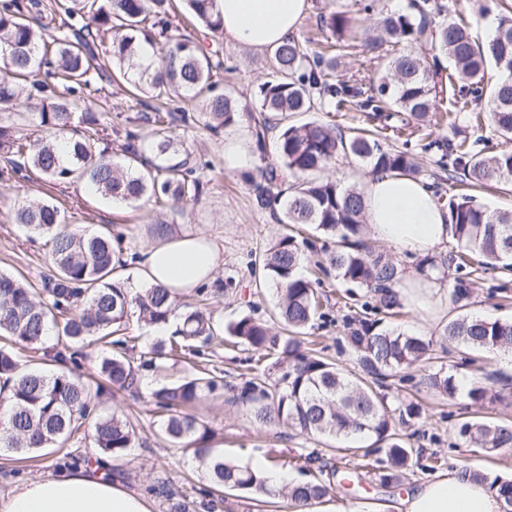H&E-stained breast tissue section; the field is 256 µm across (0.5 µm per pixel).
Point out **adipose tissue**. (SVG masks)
I'll return each instance as SVG.
<instances>
[{"label":"adipose tissue","instance_id":"obj_1","mask_svg":"<svg viewBox=\"0 0 512 512\" xmlns=\"http://www.w3.org/2000/svg\"><path fill=\"white\" fill-rule=\"evenodd\" d=\"M308 7V0H215L225 41L246 48H276L291 37ZM363 195L372 236L399 256L424 257L446 246L448 211L424 181L379 171ZM221 261L215 242L184 234L144 252L139 284L182 296L212 277ZM111 467L104 459L14 486L0 493V512H151L144 498L115 481ZM327 512H500V503L488 485L454 470L418 482L378 508L336 504Z\"/></svg>","mask_w":512,"mask_h":512}]
</instances>
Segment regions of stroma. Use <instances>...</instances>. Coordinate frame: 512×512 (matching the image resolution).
Returning <instances> with one entry per match:
<instances>
[{"label": "stroma", "mask_w": 512, "mask_h": 512, "mask_svg": "<svg viewBox=\"0 0 512 512\" xmlns=\"http://www.w3.org/2000/svg\"><path fill=\"white\" fill-rule=\"evenodd\" d=\"M273 53L268 49H248L221 43L220 60L228 71L223 74L221 90L236 100L241 112L234 131H248L246 115L256 105V91L260 84L272 79ZM177 138L194 153L202 156L208 166L202 172L206 189L199 201L183 204L181 214L171 210L155 209L143 202L128 206L103 200L82 184L63 187L27 181H1L0 199L12 201L19 196H52L59 201L78 202L74 223L82 229L97 232L111 227L125 237L122 259L123 278L136 281L138 267L133 257L141 256L153 244L149 232L151 223H175L177 233H196L216 242L224 260L213 277L203 285L209 310L218 321L230 322L244 315L269 319L275 299L271 290L260 287L251 271L256 252L266 248L276 237L280 226L270 211L258 206L254 184L260 172L276 164V132L266 136L264 152L254 153L249 166L228 168L224 163V137L207 130L203 123L175 130ZM49 253L44 239L32 238L15 224L9 212H0V270L11 272L31 284H39L47 273ZM235 286L225 289L226 279ZM501 277L486 274L477 278L472 288L470 311L487 318L512 319V298L504 299L499 289ZM322 291L328 297L327 317L315 321L314 331L321 338L326 355L345 369L355 367L345 337L348 333L347 316L351 308L365 302L364 291L347 295L346 288L335 275L324 278ZM198 366L222 370L225 383L240 385L248 376L251 364L243 348H233L220 342L202 350ZM502 399L479 408L466 399L448 401L433 393L416 394L422 414L410 427L413 447L424 455L437 454L445 458L447 469L454 470L460 460H469L472 466L487 470L490 475L512 477V449L485 452L479 448L458 445L454 425L463 416H489L512 419V372L499 370L495 385ZM96 411L106 415L118 413L133 416L138 431L135 448L127 455L113 459L112 473L117 482L145 498L151 512H166L165 490L172 489L189 495L198 504V512L208 511L203 491L208 479L194 459L164 439L158 429V418L150 404L133 400L123 391L106 392L96 400ZM198 414L211 427L212 447L223 451L226 459L250 465L264 459L268 449L280 452L278 469L287 472L290 480H300L294 458L315 448V440L298 435L286 426L260 427L249 423L237 407L225 404L222 395L207 396L198 405ZM94 424L86 422L65 449L48 457L25 459L14 453H0V492L9 491L15 484L46 475L49 467L75 469L97 456Z\"/></svg>", "instance_id": "obj_1"}]
</instances>
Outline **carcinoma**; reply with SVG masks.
I'll list each match as a JSON object with an SVG mask.
<instances>
[{
    "instance_id": "1",
    "label": "carcinoma",
    "mask_w": 512,
    "mask_h": 512,
    "mask_svg": "<svg viewBox=\"0 0 512 512\" xmlns=\"http://www.w3.org/2000/svg\"><path fill=\"white\" fill-rule=\"evenodd\" d=\"M191 13L214 35L224 36L223 20L214 0H186ZM357 11L333 3L320 16V26L339 42L360 36V14H370L376 0H355ZM493 37L475 39L469 27L448 17L443 0H411L410 11L385 13L379 33L368 44L375 51L385 43L394 46L377 56L375 93L363 95L346 81L334 82L335 55L331 46L311 50L290 37L274 51L277 77L257 90V105L248 114L254 125V142L262 148L265 134L275 126L278 165L265 171L273 182L295 179L288 195L272 196L255 184L256 201L262 208L280 207L284 231L251 261L252 270L274 287L277 303L269 323L250 315L222 326L211 314L187 306L177 313L180 297L162 286L135 292L121 280L119 261L124 236L110 228L87 233L69 223L70 215L53 200L20 198L13 203L15 223L44 237L50 246L51 264L42 289L0 272V451L30 453L61 447L82 427L94 400L111 388L141 397V378L187 357L201 355L197 342L209 344L226 333L229 343L252 352V376L241 386L224 383L217 371L193 369L171 385L153 389L149 402L160 417V433L183 448L206 469L210 486L205 490L209 509L223 500L226 490L259 494L261 512L284 496L295 504L321 502L332 490L337 470L324 459L346 451L367 458L384 453L386 465L378 474L380 487L402 481L413 458L421 451L408 443L404 429L419 417L418 403L406 400L402 384L413 380L408 371L423 361L433 348L408 331L382 326L379 316L390 317L402 307L396 285L398 267L387 254L373 250L364 238L363 194L324 176L340 156L368 163L376 171L405 176L416 173L408 142L395 148L386 143L387 130L408 126L426 132L427 151L436 164L463 191L448 198L450 236L448 258L421 260L418 267L445 277L455 271L448 298L459 313L444 329V339L467 350L512 352V320L491 319L465 312L470 304L472 279L460 274L468 254L482 257L483 270H512V209L491 210L465 193L471 187L512 186V7L504 2ZM47 7L61 20L56 34L45 36L27 15L19 0H0V103L24 95L36 102L38 125L46 136L33 140L15 125H0V156L7 165L0 179H29L66 185L82 182L105 199L137 205L143 199L157 206L175 207L196 200L204 185L201 173L208 162L190 152L175 137L178 124L189 113L175 112L177 98H203L200 117L217 134L239 119L237 102L218 90L223 63L220 50L205 51L180 33L172 15V0H49ZM96 43L102 51H94ZM160 47L161 71L141 67L143 44ZM454 66L450 81L453 103L460 111L436 117L442 91L436 86L440 57ZM494 66L499 77L486 80ZM55 83L50 85L45 77ZM122 79L130 96L147 92L164 106L144 104L150 132L143 137L132 127L124 129L120 152L107 153L111 142L109 113H96L84 92L103 79ZM486 102L488 115L461 110ZM370 112L385 124L372 129L351 127L345 133L333 124L312 120L286 124L291 114L306 112ZM448 120V134L433 136L431 127ZM488 120L502 148L485 152L486 138L461 135L459 123L476 128ZM307 225L336 243L325 260L315 263L318 272L330 270L343 283L365 288L374 304L351 317L346 341L355 355L357 370L349 371L321 354L307 329L323 316L320 278L302 273L304 252L294 226ZM156 329L175 324L169 341L159 340L139 354L126 335L130 319ZM54 341L48 347V341ZM98 349L100 375L88 380L65 371L49 372L31 367L23 357L41 350L53 362H68L79 348ZM480 376L461 388L455 366L424 373L417 385L454 401L465 393L473 406L496 399L491 369L477 367ZM224 389V402L244 410L260 425H285L324 448L304 455V463L316 466L307 479L274 489L259 472L224 460L210 446L208 423L192 413L207 395ZM456 436L466 445L497 450L512 448V423L465 416L455 425ZM98 450L110 458L121 457L136 447V425L115 414L94 425ZM461 471L474 481L489 484L501 502V512H512V480L492 477L463 464ZM167 512H196L185 496L166 493Z\"/></svg>"
}]
</instances>
